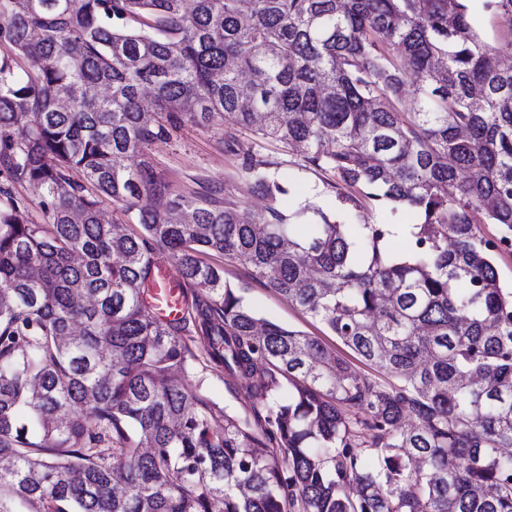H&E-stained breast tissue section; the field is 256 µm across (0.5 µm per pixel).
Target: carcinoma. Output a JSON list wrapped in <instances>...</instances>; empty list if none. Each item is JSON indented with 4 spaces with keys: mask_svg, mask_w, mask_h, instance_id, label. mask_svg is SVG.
Returning <instances> with one entry per match:
<instances>
[{
    "mask_svg": "<svg viewBox=\"0 0 512 512\" xmlns=\"http://www.w3.org/2000/svg\"><path fill=\"white\" fill-rule=\"evenodd\" d=\"M469 2L0 0V45L37 61L0 59V512H512V42ZM483 8L512 25V0ZM215 117L300 147L348 222L304 202L319 222L291 223L286 182L233 138L270 201L249 221L127 164ZM73 170L143 232L103 222ZM366 203L417 213L405 254L399 225L357 223ZM160 248L196 288L174 322L143 297ZM208 252L399 383L258 317ZM192 334L256 428L168 380ZM470 7L474 24L485 42L496 47L512 42V27L500 16L485 11L482 0L470 1ZM15 195L22 199L25 204L26 216L36 223H43V214L39 206V197L27 182H16L13 184Z\"/></svg>",
    "mask_w": 512,
    "mask_h": 512,
    "instance_id": "cac0c4a2",
    "label": "carcinoma"
}]
</instances>
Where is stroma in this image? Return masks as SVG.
I'll return each mask as SVG.
<instances>
[{"mask_svg":"<svg viewBox=\"0 0 512 512\" xmlns=\"http://www.w3.org/2000/svg\"><path fill=\"white\" fill-rule=\"evenodd\" d=\"M230 134L235 136L241 147L253 150L271 162L278 172L285 174L295 171V152H286L277 144L261 141L250 131L232 130L228 123L218 118L202 125L184 124L169 140L155 144L145 156H132L130 162L135 165L141 158H148L156 173L168 180L174 191L180 194H198L206 185L222 187L225 201L234 204L237 212L248 219L263 211L268 201L255 193L242 176L240 156L226 151L224 141ZM300 197L320 205L330 215L338 216L342 213L335 190L324 184L316 174H300L295 196L283 199L279 204L280 210H293ZM205 260L223 267L225 280L260 316L320 337L336 349L338 354L350 357V350L342 347L321 323L254 280L246 265L225 260L223 255L217 253L206 254ZM192 349L196 358L188 373L181 375L182 384L188 390L205 395L227 412L241 416L252 414L253 402L239 390L236 380L206 367L200 342H193Z\"/></svg>","mask_w":512,"mask_h":512,"instance_id":"35a3bbf8","label":"stroma"}]
</instances>
